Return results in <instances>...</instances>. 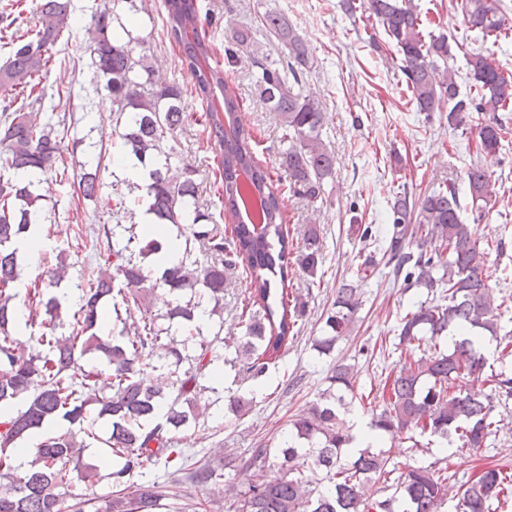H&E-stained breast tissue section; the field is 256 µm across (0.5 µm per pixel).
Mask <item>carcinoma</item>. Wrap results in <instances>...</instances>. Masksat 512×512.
I'll list each match as a JSON object with an SVG mask.
<instances>
[{"label": "carcinoma", "instance_id": "carcinoma-1", "mask_svg": "<svg viewBox=\"0 0 512 512\" xmlns=\"http://www.w3.org/2000/svg\"><path fill=\"white\" fill-rule=\"evenodd\" d=\"M91 13L86 50L98 77L112 95V111L122 127L124 149L149 168L145 186L146 212L158 225L175 226L186 247L176 265L158 272L145 264L159 254L164 240L149 238L131 248L132 228L121 224L103 227L105 237H117V228L129 233L116 248L96 242V266L81 290L72 320L63 317L66 297L52 288L68 274L67 255L60 251L44 261L40 283L27 290L29 309L25 325L41 321L42 333L26 340L18 333L22 263L14 244L30 225L45 220L43 185L65 180L63 156L69 126L66 118L41 119L45 111L42 82L52 62L51 49L69 44L72 36L71 0H36L38 20L32 29L11 38V50L0 65V512H85L87 503L65 505L70 474L95 483L110 481L115 491L95 512H155L163 493L157 486L134 485L129 479L144 466L169 461L176 453L173 434L200 416L204 386L199 379L220 360L213 341L197 343L195 355H184L166 342L172 327L186 334L183 343L200 334L196 312L204 301L224 299V273L243 268L249 291L242 315L243 336L236 344V359L246 373L258 378L288 347L289 333L306 302L290 297L288 288V232L284 230L282 190L256 156L251 130L238 121L242 100L231 90L224 68L211 63L213 50L201 35L206 19L197 0H163L166 34L181 49L183 62L193 73L195 93L207 103L202 126L219 147L218 190L224 211L237 216L249 198L256 219L237 223L232 237L213 226L210 213L198 205L195 171L172 168L178 132L189 120L179 85L159 78L152 58L136 52L141 38L124 23V4ZM344 13L374 21L399 55L398 69L411 101L420 112H439L448 105V127L475 134L476 153L499 151L505 125L502 112H512V72L489 56L473 53L467 59L469 91L460 92V76L440 68L452 57L448 36L427 30L414 0H342ZM508 4L503 0H460L468 28L496 38L506 33ZM261 25L286 50L282 60H268L257 48L252 29L225 30L228 55L255 70L254 89L267 110L279 116L281 166L288 172L289 191L316 202L325 197V181L333 178L336 158L323 139L324 103L306 88L307 71L314 58L304 39L277 11H266ZM476 217L490 203L492 173L471 160L466 172ZM97 174L85 172L78 182L85 198L96 195ZM388 259L394 278L407 288H423L426 299L401 318L398 346L408 353L401 365L384 378L381 403L371 409L370 429L389 436L399 446L415 436L448 439L452 434L462 448H481L499 431L494 398L512 397V377L485 373L487 358L478 345L489 334L499 339L501 353L512 354V335L500 334V313L495 306L486 252L473 239L461 216L455 183L414 196L405 185L391 196ZM198 243L210 260L194 256ZM323 262L319 229L309 226L298 250L296 264L314 277ZM369 258L357 265L355 279L341 285L326 319V335L315 343L320 355L329 354L350 330L360 307L359 286L375 271ZM442 274H437V271ZM162 288L174 301L163 315L143 305L147 292ZM114 312L125 310L132 319L137 341L117 339L102 332L106 303ZM139 313L134 319L132 315ZM168 324H162V321ZM69 327L67 334L57 329ZM460 339L441 346L451 330ZM96 356L107 370L86 363ZM188 369H182L183 363ZM481 381L491 394L481 399L468 385ZM330 386L320 399L291 422L276 448H255L244 465L259 479L230 505L235 512H441L448 482L431 466L409 465L393 479L389 458L370 448L353 449L354 437L340 417L346 395L353 392L351 366L338 364ZM164 411L162 420L157 412ZM107 427L104 454L112 470L100 475V466L83 461L87 448L80 435H89V417ZM61 422L66 430L51 432L34 449L29 467L16 465L13 449L20 448L36 430ZM221 469L205 464L190 475L193 483L217 484ZM512 496V477L493 465L471 476L457 491L456 512H490L492 501Z\"/></svg>", "mask_w": 512, "mask_h": 512}]
</instances>
